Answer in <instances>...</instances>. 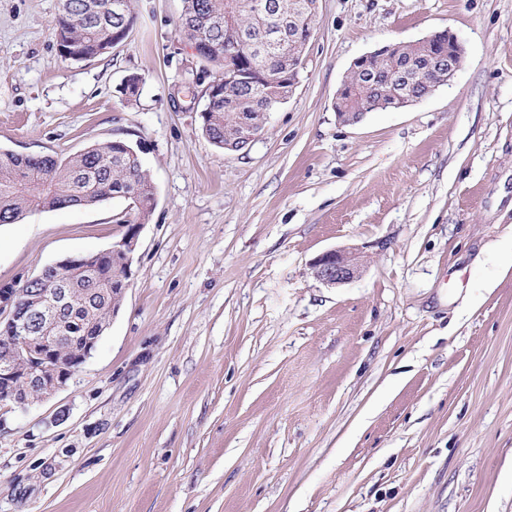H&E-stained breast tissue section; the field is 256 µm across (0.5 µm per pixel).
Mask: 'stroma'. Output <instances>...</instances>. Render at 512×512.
<instances>
[{
  "mask_svg": "<svg viewBox=\"0 0 512 512\" xmlns=\"http://www.w3.org/2000/svg\"><path fill=\"white\" fill-rule=\"evenodd\" d=\"M59 3L0 0V152L138 143L156 200L91 357L0 410V512H512V0H319L244 153L202 134L182 0H133L90 62L59 56ZM440 31L451 84L338 122L356 58ZM125 208L0 224V285L111 248ZM329 249L359 275L317 280ZM311 268L319 281L336 286L352 280L359 270V264L355 254L332 249L319 255Z\"/></svg>",
  "mask_w": 512,
  "mask_h": 512,
  "instance_id": "stroma-1",
  "label": "stroma"
}]
</instances>
